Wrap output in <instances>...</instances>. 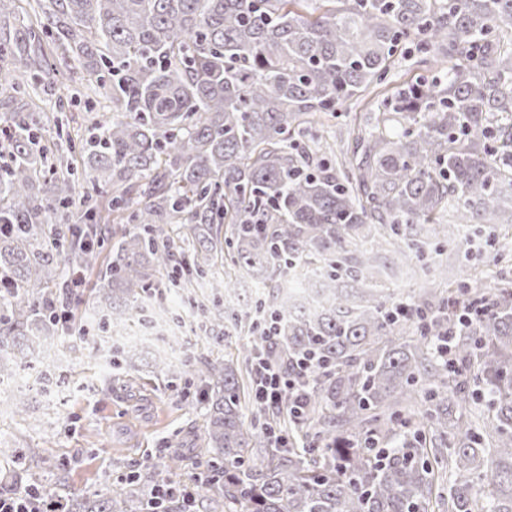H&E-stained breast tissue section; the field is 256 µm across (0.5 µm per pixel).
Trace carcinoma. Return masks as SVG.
Returning a JSON list of instances; mask_svg holds the SVG:
<instances>
[{"label": "carcinoma", "mask_w": 512, "mask_h": 512, "mask_svg": "<svg viewBox=\"0 0 512 512\" xmlns=\"http://www.w3.org/2000/svg\"><path fill=\"white\" fill-rule=\"evenodd\" d=\"M23 2L0 17V98L50 81L58 56L81 71L86 111L101 95L111 115L77 140L35 112L0 118V386L61 331L51 268L90 263L88 182L130 224L93 293L101 318L141 315L159 274L229 294L243 270L277 330L235 360L162 368L192 373L206 409L191 500L153 496L188 466L173 451L131 489L72 493L63 510L512 512V281L483 288L492 270L468 264L476 226L512 209V0ZM408 45L428 75L394 86L336 155L325 122ZM76 150L81 178L62 163ZM382 251L417 258L410 279L433 281L447 251L463 274L386 288ZM461 297L484 308L465 328ZM264 350L291 375L316 365L302 415L263 409L246 426L242 379ZM43 452L15 449L0 494Z\"/></svg>", "instance_id": "1"}]
</instances>
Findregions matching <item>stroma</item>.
Segmentation results:
<instances>
[{
  "mask_svg": "<svg viewBox=\"0 0 512 512\" xmlns=\"http://www.w3.org/2000/svg\"><path fill=\"white\" fill-rule=\"evenodd\" d=\"M74 86L72 72L62 67L51 88H37L32 99L80 134L103 115L76 106L56 112V101L69 98ZM256 298L246 283L232 299L206 288L169 289L154 307L170 317L196 357L215 358L247 341ZM72 312L87 323V332L54 336L18 366L10 385L0 387V449H49L59 467L44 469L42 480L60 496L123 483L139 463L158 462L170 450L194 457L205 435L196 384L161 373L155 367L160 353L149 348L137 349L133 362L116 353L89 361V348L114 328L90 303Z\"/></svg>",
  "mask_w": 512,
  "mask_h": 512,
  "instance_id": "obj_1",
  "label": "stroma"
}]
</instances>
